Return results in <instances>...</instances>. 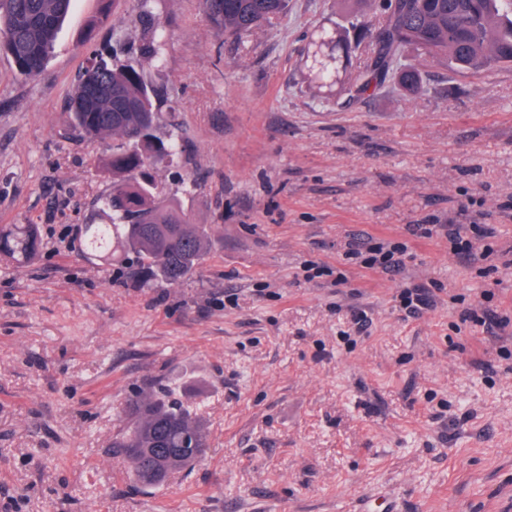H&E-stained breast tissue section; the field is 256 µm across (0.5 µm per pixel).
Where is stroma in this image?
<instances>
[{"instance_id": "1", "label": "stroma", "mask_w": 512, "mask_h": 512, "mask_svg": "<svg viewBox=\"0 0 512 512\" xmlns=\"http://www.w3.org/2000/svg\"><path fill=\"white\" fill-rule=\"evenodd\" d=\"M368 28L373 0H289L243 38L199 0H73L41 74L0 54V225L35 224L31 264L0 259V504L10 512H512V326H459L452 295L512 311V266L487 274L411 224H493L512 246V66L459 74L419 57L424 90L356 95L306 67L320 31ZM165 26L144 64L142 16ZM160 97L177 156L152 173L209 245L175 285L86 261L104 224L111 139L66 130L105 38ZM406 243L404 272L343 258L348 233ZM323 274L309 279L308 263ZM342 270L347 281L334 285ZM444 295L421 318L395 297ZM370 323L353 341L351 307ZM164 389L206 453L144 489L113 456L124 400Z\"/></svg>"}]
</instances>
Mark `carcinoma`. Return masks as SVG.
<instances>
[{"label": "carcinoma", "mask_w": 512, "mask_h": 512, "mask_svg": "<svg viewBox=\"0 0 512 512\" xmlns=\"http://www.w3.org/2000/svg\"><path fill=\"white\" fill-rule=\"evenodd\" d=\"M72 0H0V52L12 59L19 75H39L49 60L57 33ZM212 27L243 38L256 27L282 16L288 0H200ZM379 27L364 32L367 53L353 82L362 94L392 79L404 90L422 89L419 73L402 63L410 51L456 71H483L512 64V0H377ZM309 71L332 86L339 79L341 35L323 32L314 42ZM122 50L88 60L69 98L68 124L88 139L112 138V151L99 165L112 175L110 192L101 198L108 224H87L84 255L115 261L134 254L147 277L169 284L182 281L207 248L204 224H192L182 206L148 183L154 153L164 148L157 129L154 90L142 72L121 60ZM41 239L35 224L0 227V257L16 264L34 261ZM129 426L112 438V454L129 463L142 486L160 485L169 475L203 455L204 429L170 393L141 392L125 402Z\"/></svg>", "instance_id": "obj_1"}]
</instances>
